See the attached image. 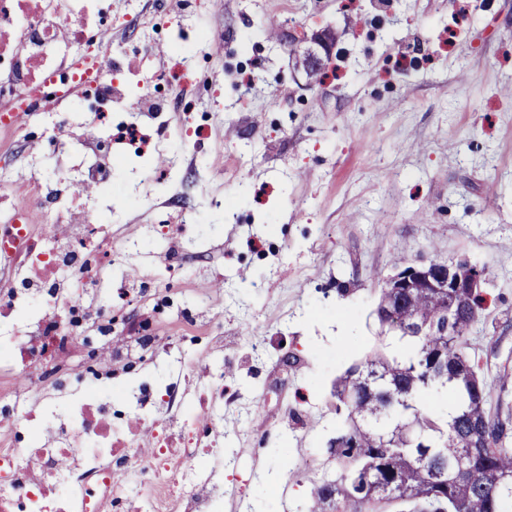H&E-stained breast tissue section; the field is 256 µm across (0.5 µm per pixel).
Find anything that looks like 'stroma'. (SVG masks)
Segmentation results:
<instances>
[{"label": "stroma", "mask_w": 512, "mask_h": 512, "mask_svg": "<svg viewBox=\"0 0 512 512\" xmlns=\"http://www.w3.org/2000/svg\"><path fill=\"white\" fill-rule=\"evenodd\" d=\"M112 49L134 21L178 32L204 25L196 48L209 90L166 87L169 150L185 134L180 102L214 125L204 170L171 172L139 194L147 163L118 168L92 199L132 240L154 223L155 199L190 196L198 250L223 243L183 284L224 328V512H308L311 472L335 476L328 441L341 419L337 378L372 352L397 356L399 334L375 314L383 277L401 259H466L485 270L487 304L469 336L490 402L512 403V0H115ZM276 15V33L240 54L250 26ZM332 28L330 64L315 83L294 70L288 31ZM169 43L138 45L123 65L124 111H145L140 72ZM23 152L44 170L65 163L52 143L91 137L45 124ZM233 197L231 224L212 201Z\"/></svg>", "instance_id": "1"}]
</instances>
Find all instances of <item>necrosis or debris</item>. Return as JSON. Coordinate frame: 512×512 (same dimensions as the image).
Masks as SVG:
<instances>
[{
	"mask_svg": "<svg viewBox=\"0 0 512 512\" xmlns=\"http://www.w3.org/2000/svg\"><path fill=\"white\" fill-rule=\"evenodd\" d=\"M112 0H0V193L24 182V202L0 212V512H222L224 498V375L215 373L197 400L182 376L156 375L153 343L116 359L93 356L85 372L68 363L90 328L111 333L109 290L126 241L96 209L67 224L71 199L87 187L108 188L114 166L159 150L145 127L113 117L112 67L93 70L92 46L112 30ZM81 25L71 36V22ZM69 99L60 128L93 112L103 131L94 145H67L78 164L44 173L11 152L38 138L15 113ZM65 232L38 235L28 222ZM43 278L31 279L30 271ZM136 279L147 290L150 322H164L187 350L212 355L220 337L211 322L183 307L172 285L157 286L148 269ZM144 427L154 450L143 453L133 432Z\"/></svg>",
	"mask_w": 512,
	"mask_h": 512,
	"instance_id": "obj_1",
	"label": "necrosis or debris"
}]
</instances>
